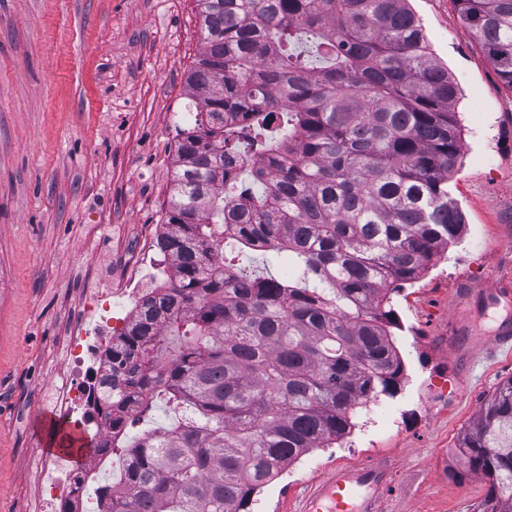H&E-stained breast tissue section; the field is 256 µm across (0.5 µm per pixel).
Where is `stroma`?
<instances>
[{"instance_id":"1","label":"stroma","mask_w":512,"mask_h":512,"mask_svg":"<svg viewBox=\"0 0 512 512\" xmlns=\"http://www.w3.org/2000/svg\"><path fill=\"white\" fill-rule=\"evenodd\" d=\"M460 91L461 157L448 190L459 243L393 296L407 379L338 448L269 483L251 512H296L307 484L379 456L386 512H477L489 480L459 448L512 350L448 353L462 281L512 278V89L450 0H410ZM202 47L194 0H0V512H36L46 384L79 300L116 287L127 253L158 258L185 75Z\"/></svg>"}]
</instances>
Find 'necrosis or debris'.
<instances>
[{
    "label": "necrosis or debris",
    "instance_id": "obj_1",
    "mask_svg": "<svg viewBox=\"0 0 512 512\" xmlns=\"http://www.w3.org/2000/svg\"><path fill=\"white\" fill-rule=\"evenodd\" d=\"M137 278L124 287L90 293L71 324L60 352L64 367L45 391V402L65 419L92 433L97 445L83 467L61 456L40 460L37 486L40 512H108V502L90 494L89 482L117 485L128 461L112 459L105 444L112 436L107 393L121 386L123 371L110 351L139 311Z\"/></svg>",
    "mask_w": 512,
    "mask_h": 512
}]
</instances>
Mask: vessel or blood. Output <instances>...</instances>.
Wrapping results in <instances>:
<instances>
[{
    "instance_id": "obj_1",
    "label": "vessel or blood",
    "mask_w": 512,
    "mask_h": 512,
    "mask_svg": "<svg viewBox=\"0 0 512 512\" xmlns=\"http://www.w3.org/2000/svg\"><path fill=\"white\" fill-rule=\"evenodd\" d=\"M485 295L489 305L512 302V280L488 275L478 286L461 284L456 290V305L448 320V351L457 356L470 355L477 332L468 316L472 292ZM392 471L384 461L334 470L312 484L301 498L298 512H382L384 502L396 489Z\"/></svg>"
}]
</instances>
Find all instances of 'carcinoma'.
Listing matches in <instances>:
<instances>
[{
	"label": "carcinoma",
	"instance_id": "cac0c4a2",
	"mask_svg": "<svg viewBox=\"0 0 512 512\" xmlns=\"http://www.w3.org/2000/svg\"><path fill=\"white\" fill-rule=\"evenodd\" d=\"M162 288L112 350L124 486L110 512H248L287 466L330 448L404 378L392 294L459 238L448 191L459 90L408 0H195ZM512 89V0H451ZM233 237L224 241L225 231ZM288 257V279L238 268ZM161 408L168 427L128 437ZM460 454L489 478L483 512H512V377Z\"/></svg>",
	"mask_w": 512,
	"mask_h": 512
}]
</instances>
